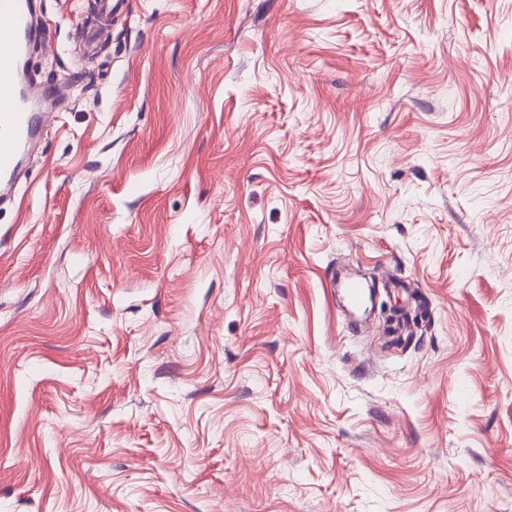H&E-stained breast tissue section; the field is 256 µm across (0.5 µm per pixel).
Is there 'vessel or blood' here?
Wrapping results in <instances>:
<instances>
[{"label": "vessel or blood", "instance_id": "obj_1", "mask_svg": "<svg viewBox=\"0 0 512 512\" xmlns=\"http://www.w3.org/2000/svg\"><path fill=\"white\" fill-rule=\"evenodd\" d=\"M36 26L34 0H0V190L15 176L55 115L57 88L33 85L26 55Z\"/></svg>", "mask_w": 512, "mask_h": 512}]
</instances>
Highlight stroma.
I'll return each instance as SVG.
<instances>
[{"mask_svg":"<svg viewBox=\"0 0 512 512\" xmlns=\"http://www.w3.org/2000/svg\"><path fill=\"white\" fill-rule=\"evenodd\" d=\"M40 3L0 512H512V0Z\"/></svg>","mask_w":512,"mask_h":512,"instance_id":"stroma-1","label":"stroma"}]
</instances>
